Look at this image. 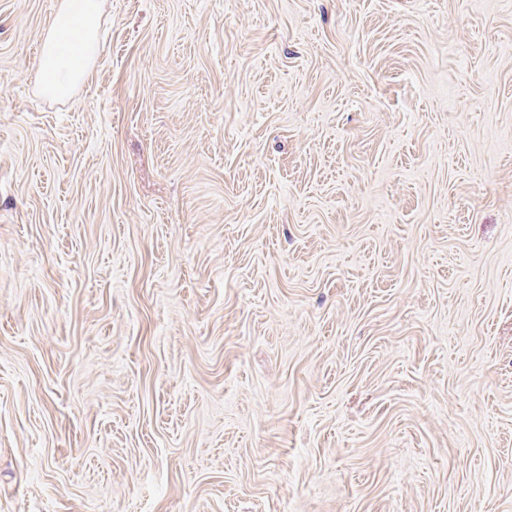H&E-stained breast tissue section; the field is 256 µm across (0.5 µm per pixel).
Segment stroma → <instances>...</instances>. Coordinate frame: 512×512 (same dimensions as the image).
<instances>
[{
	"label": "stroma",
	"mask_w": 512,
	"mask_h": 512,
	"mask_svg": "<svg viewBox=\"0 0 512 512\" xmlns=\"http://www.w3.org/2000/svg\"><path fill=\"white\" fill-rule=\"evenodd\" d=\"M0 0V512H512V0ZM102 0H63L46 29L38 71L41 91L65 98L82 82L102 45Z\"/></svg>",
	"instance_id": "1"
}]
</instances>
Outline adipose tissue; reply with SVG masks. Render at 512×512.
<instances>
[{"label": "adipose tissue", "mask_w": 512, "mask_h": 512, "mask_svg": "<svg viewBox=\"0 0 512 512\" xmlns=\"http://www.w3.org/2000/svg\"><path fill=\"white\" fill-rule=\"evenodd\" d=\"M102 16V0H62L37 62L45 95L67 97L85 79L102 49Z\"/></svg>", "instance_id": "1"}]
</instances>
